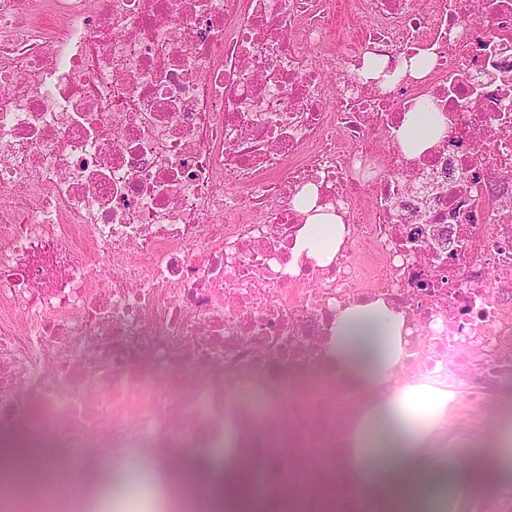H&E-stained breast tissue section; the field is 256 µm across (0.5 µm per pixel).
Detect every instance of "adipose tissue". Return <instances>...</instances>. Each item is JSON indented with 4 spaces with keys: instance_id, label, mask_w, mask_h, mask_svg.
<instances>
[{
    "instance_id": "obj_1",
    "label": "adipose tissue",
    "mask_w": 512,
    "mask_h": 512,
    "mask_svg": "<svg viewBox=\"0 0 512 512\" xmlns=\"http://www.w3.org/2000/svg\"><path fill=\"white\" fill-rule=\"evenodd\" d=\"M446 132L439 113L411 111L397 131L398 147L404 155L415 156ZM316 200L311 185L294 200L306 222L293 252L326 265L338 254L348 230L340 216L317 207ZM406 346L403 317L383 301L348 305L336 313L326 360L337 379L361 400L341 436L344 479L370 497L399 489L408 512H464L472 495L512 491V447L488 452L494 479L486 485L473 478L468 449L445 456L435 453V437L445 421L444 393L387 392Z\"/></svg>"
}]
</instances>
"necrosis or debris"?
Returning a JSON list of instances; mask_svg holds the SVG:
<instances>
[{"mask_svg": "<svg viewBox=\"0 0 512 512\" xmlns=\"http://www.w3.org/2000/svg\"><path fill=\"white\" fill-rule=\"evenodd\" d=\"M422 52L423 78L359 76ZM425 102L448 134L405 156ZM309 184L349 230L325 266L293 253ZM375 300L409 332L391 389L448 392L469 437L512 406V0H0V435L36 419L141 471L44 512H141L155 448L313 512L349 411L326 339ZM295 404L313 456L239 448Z\"/></svg>", "mask_w": 512, "mask_h": 512, "instance_id": "4bbe7bcc", "label": "necrosis or debris"}]
</instances>
